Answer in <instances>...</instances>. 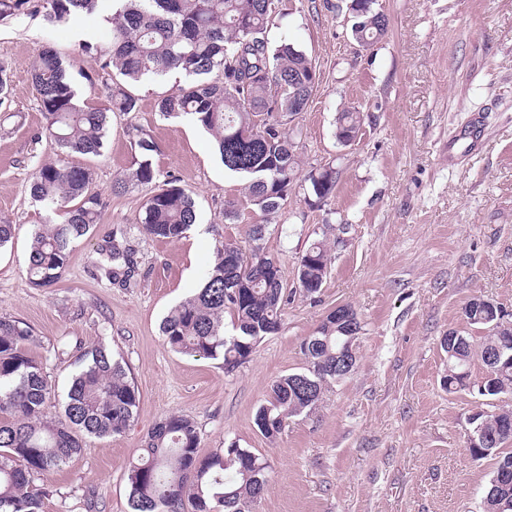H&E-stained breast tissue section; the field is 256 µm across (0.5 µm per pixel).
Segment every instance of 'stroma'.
Here are the masks:
<instances>
[{
  "instance_id": "stroma-1",
  "label": "stroma",
  "mask_w": 512,
  "mask_h": 512,
  "mask_svg": "<svg viewBox=\"0 0 512 512\" xmlns=\"http://www.w3.org/2000/svg\"><path fill=\"white\" fill-rule=\"evenodd\" d=\"M349 4L273 0L271 46L305 52L318 79L307 111L287 125L300 177L275 214L244 200L242 180L225 171L201 127L160 118L156 100L181 75L135 86L137 111L113 113L104 155L82 160L95 173L105 228L136 224L142 211L146 188H112L136 160L139 132L153 142L161 175L178 178L197 209L186 238L143 239L129 288L99 278L97 235L75 247L53 287H34L24 269L32 229L47 220L28 181L52 154L33 137L43 118L30 68L40 45L53 44L81 101L101 105L102 84L84 78L97 63L81 53L77 35L105 45L110 27L99 13L53 26L38 14L0 22V58L13 74L0 105V222L15 226L12 245L0 250V316L33 329L29 352L58 393L50 414L60 413L77 369L74 358L52 353L64 338L105 344L140 393L124 433L85 438L50 474L58 493L43 512H130L128 468L148 430L174 412L196 421L201 455L234 445L267 461L269 487L252 512H480L495 461L470 455L467 431L484 368L473 362L469 388L445 391L440 339L478 336L463 316L471 299L512 315V0H377L389 26L369 49L352 36ZM348 106L362 112L363 125L344 146L332 121ZM328 166L336 190L319 202L308 176ZM230 200L238 206L228 219ZM262 223L264 249L291 287L302 252L328 239L334 260L318 297L296 293L279 332L232 373L221 361L170 351L160 323L199 288L216 240L247 245L251 225ZM340 304L362 322L355 371L268 442L255 423L259 405L273 381L303 370L302 341Z\"/></svg>"
}]
</instances>
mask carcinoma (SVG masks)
<instances>
[{
  "label": "carcinoma",
  "instance_id": "1",
  "mask_svg": "<svg viewBox=\"0 0 512 512\" xmlns=\"http://www.w3.org/2000/svg\"><path fill=\"white\" fill-rule=\"evenodd\" d=\"M101 0H0V21L21 14H43L49 24L94 13ZM109 17L112 41L106 47L80 43L82 53L99 63L107 75L123 81L105 83L106 103L92 107L80 102L66 74L65 57L51 44L41 47L30 70L37 91L36 107L44 124L34 138L49 141L54 158L35 167L30 197L58 223L37 225L31 234L26 273L38 288H49L62 277L74 246L100 227L103 202L91 192L93 171L74 165L76 154L100 156L107 144L112 112H134L138 98L129 86L170 72L185 84L157 99L165 120L187 118L211 137L224 169L245 180L244 197L266 214L276 212L298 180L300 160L295 142L281 121L286 112H302L305 84L315 66L290 44L270 48L266 35L270 0H120ZM361 28L353 37L370 48L387 32L388 22L374 5L351 0ZM362 115L353 107L334 119L337 141L361 130ZM131 146L140 155L114 185L116 190L146 187L149 193L137 225L139 234L177 242L196 224L195 202L180 180L160 178L153 166L152 141L140 136ZM312 194L328 198L336 186V171L325 167L309 175ZM266 225L249 230V248L231 240L215 245L214 257L199 288L162 320L160 330L170 350L189 357L223 360L230 373L247 362L259 342L281 328L294 290L285 284L279 261L266 254ZM139 238L124 228L111 229L99 245L97 268L111 285L129 288L137 269ZM331 247L316 240L297 261V284L312 296L320 291L331 267ZM466 305L470 326L486 329L496 314L477 317ZM232 318L234 334L224 332V314ZM346 336L336 330V313H328L301 344L306 368L276 380L256 412V426L274 441L289 418L318 405L326 387L336 381V353ZM36 342L26 324L0 317V512H43L53 490L37 484L40 477L65 465L81 451L84 436L120 435L132 420L139 391L122 363L103 345L83 349L82 343L54 347L61 359L78 352L62 414H47L52 385L42 363L30 356ZM499 337L486 333L479 342L464 337L448 358L443 388L464 390L458 364L493 348ZM483 388L491 399L473 415L486 433L512 424V407L492 400L512 392V361L484 365ZM512 433L478 458L496 459L494 473L512 469V453H502ZM200 434L189 416L171 413L148 433L142 452L127 473L131 512H250L268 488V465L244 448H225L200 456ZM512 499V484L490 479L483 512H497L500 501Z\"/></svg>",
  "mask_w": 512,
  "mask_h": 512
}]
</instances>
